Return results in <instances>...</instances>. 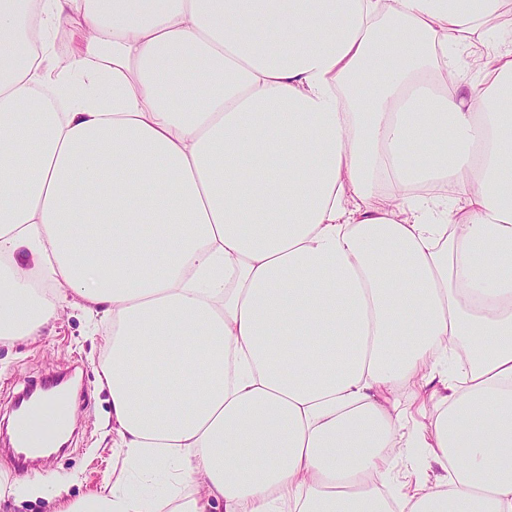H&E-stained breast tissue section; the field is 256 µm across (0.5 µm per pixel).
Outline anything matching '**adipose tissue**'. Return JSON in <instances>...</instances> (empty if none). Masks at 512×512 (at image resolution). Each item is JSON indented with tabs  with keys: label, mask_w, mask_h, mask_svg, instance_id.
I'll return each instance as SVG.
<instances>
[{
	"label": "adipose tissue",
	"mask_w": 512,
	"mask_h": 512,
	"mask_svg": "<svg viewBox=\"0 0 512 512\" xmlns=\"http://www.w3.org/2000/svg\"><path fill=\"white\" fill-rule=\"evenodd\" d=\"M511 3L0 0V340L109 319L121 461L30 495L512 512Z\"/></svg>",
	"instance_id": "1"
}]
</instances>
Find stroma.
Here are the masks:
<instances>
[{
  "instance_id": "1",
  "label": "stroma",
  "mask_w": 512,
  "mask_h": 512,
  "mask_svg": "<svg viewBox=\"0 0 512 512\" xmlns=\"http://www.w3.org/2000/svg\"><path fill=\"white\" fill-rule=\"evenodd\" d=\"M108 327L92 329L80 309L65 307L51 329L40 336L0 342V431L23 389L77 367L83 389L74 391V434L69 448L50 465L20 472L0 455V481L42 478L61 488L67 497L92 494L112 481V409L97 370L105 353Z\"/></svg>"
}]
</instances>
